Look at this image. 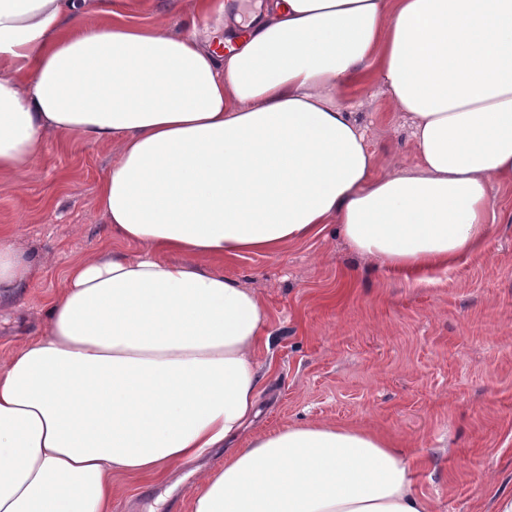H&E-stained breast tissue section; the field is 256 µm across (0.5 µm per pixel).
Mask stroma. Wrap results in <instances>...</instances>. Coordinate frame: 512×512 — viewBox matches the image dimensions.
Here are the masks:
<instances>
[{
	"label": "stroma",
	"instance_id": "obj_1",
	"mask_svg": "<svg viewBox=\"0 0 512 512\" xmlns=\"http://www.w3.org/2000/svg\"><path fill=\"white\" fill-rule=\"evenodd\" d=\"M344 98L378 171L394 159L417 164L381 84ZM111 160L110 146L52 140L35 173L0 174V232L38 263L0 309V357L42 333L66 270L105 243L96 196ZM491 193L487 247L421 278L359 266L332 226L273 256L225 261V275L253 288L268 313L270 346L257 359L273 366L238 446L288 424L366 428L403 450L436 512H494L496 493L512 491V186ZM223 464L216 448L161 480L114 476L112 512H190L199 473Z\"/></svg>",
	"mask_w": 512,
	"mask_h": 512
}]
</instances>
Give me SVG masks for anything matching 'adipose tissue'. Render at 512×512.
Masks as SVG:
<instances>
[{
    "instance_id": "adipose-tissue-1",
    "label": "adipose tissue",
    "mask_w": 512,
    "mask_h": 512,
    "mask_svg": "<svg viewBox=\"0 0 512 512\" xmlns=\"http://www.w3.org/2000/svg\"><path fill=\"white\" fill-rule=\"evenodd\" d=\"M147 0H0V174L47 141L112 146L107 235L43 335L0 358V512H111L114 475L200 473L192 512H434L368 429L259 412L257 295L225 276L336 225L366 267L423 272L486 247L512 185V0H260L243 31L143 22ZM387 89L419 162L377 160L351 86ZM33 255L0 234V300Z\"/></svg>"
}]
</instances>
